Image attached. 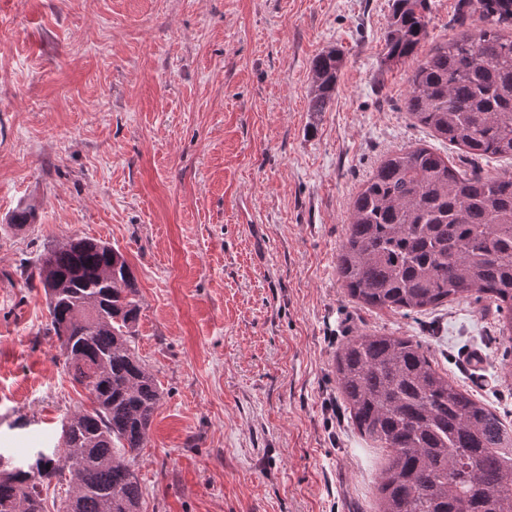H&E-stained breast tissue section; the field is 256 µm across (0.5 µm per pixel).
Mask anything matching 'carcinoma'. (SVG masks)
<instances>
[{"label": "carcinoma", "mask_w": 512, "mask_h": 512, "mask_svg": "<svg viewBox=\"0 0 512 512\" xmlns=\"http://www.w3.org/2000/svg\"><path fill=\"white\" fill-rule=\"evenodd\" d=\"M484 26L418 51L429 0H393L387 59L413 61L409 114L474 157L512 159V0H460ZM343 55L312 61L311 112L327 110ZM34 209L18 207L14 229ZM346 294L366 309L419 312L461 296L495 305L512 341V173L461 171L425 147L387 156L350 203L336 256ZM43 288L47 334L92 408L62 422L57 445L18 466L0 455V512H44L43 487L67 482L60 512H140L141 488L115 443L144 447L161 399L132 349L140 305L118 249L80 238L49 246L27 274ZM353 425L388 459L378 512H512V426L445 372L423 344L361 331L336 352Z\"/></svg>", "instance_id": "carcinoma-1"}]
</instances>
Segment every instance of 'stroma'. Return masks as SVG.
<instances>
[{
  "label": "stroma",
  "instance_id": "1",
  "mask_svg": "<svg viewBox=\"0 0 512 512\" xmlns=\"http://www.w3.org/2000/svg\"><path fill=\"white\" fill-rule=\"evenodd\" d=\"M429 0L422 51L479 26ZM393 0H0V449L25 458L90 408L42 288L43 250L89 237L139 290L136 353L161 400L134 456L141 512H377L381 449L347 417L336 352L360 331L421 341L512 423V343L473 300L365 309L336 254L390 153L494 176L405 108L385 58ZM343 54L327 111L312 60ZM30 204L35 220L8 225Z\"/></svg>",
  "mask_w": 512,
  "mask_h": 512
}]
</instances>
